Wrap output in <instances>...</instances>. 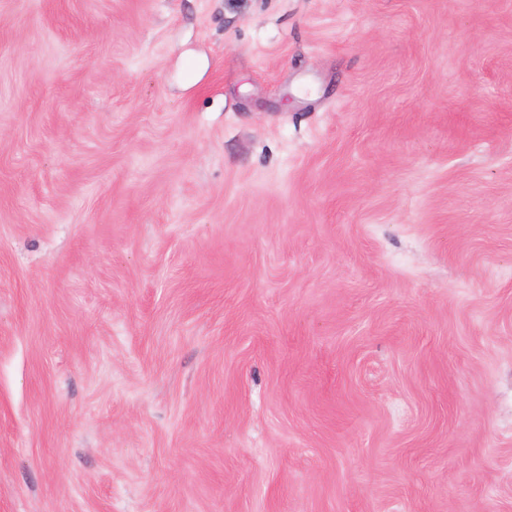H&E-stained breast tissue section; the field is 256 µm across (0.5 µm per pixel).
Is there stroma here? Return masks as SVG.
<instances>
[{"instance_id":"stroma-1","label":"stroma","mask_w":512,"mask_h":512,"mask_svg":"<svg viewBox=\"0 0 512 512\" xmlns=\"http://www.w3.org/2000/svg\"><path fill=\"white\" fill-rule=\"evenodd\" d=\"M0 512H512V0H0Z\"/></svg>"}]
</instances>
